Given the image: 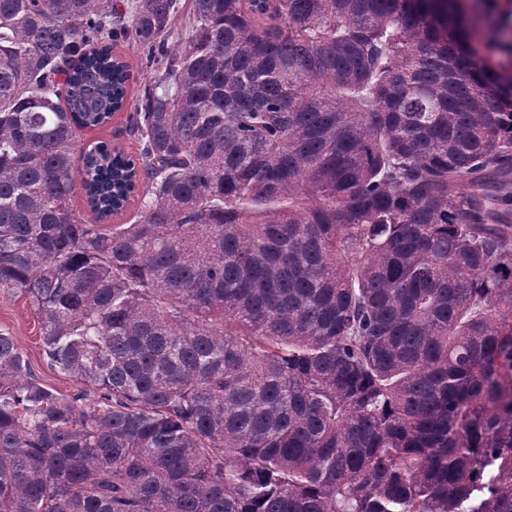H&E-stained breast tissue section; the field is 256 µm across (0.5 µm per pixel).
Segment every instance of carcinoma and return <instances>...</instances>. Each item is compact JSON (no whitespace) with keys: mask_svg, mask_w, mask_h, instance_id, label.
I'll return each instance as SVG.
<instances>
[{"mask_svg":"<svg viewBox=\"0 0 512 512\" xmlns=\"http://www.w3.org/2000/svg\"><path fill=\"white\" fill-rule=\"evenodd\" d=\"M507 52L456 0H0V289L97 390L0 333V512H512ZM117 51L124 55L132 66L134 79L130 83L128 94L130 99L135 101L144 83L151 80V74L141 69L139 53L134 46L122 44ZM130 112H118L112 119V122L103 128L96 130H86L80 133V140L85 145L97 140L118 141L127 151L134 155L138 154V142L130 133L127 120ZM117 142H112V148L124 151L123 147ZM125 152V151H124ZM37 325V319L23 297L0 290V332L12 336L32 373L42 383L62 394L70 395L77 393V390H83L87 392L88 399H94V387L48 364Z\"/></svg>","mask_w":512,"mask_h":512,"instance_id":"carcinoma-1","label":"carcinoma"}]
</instances>
